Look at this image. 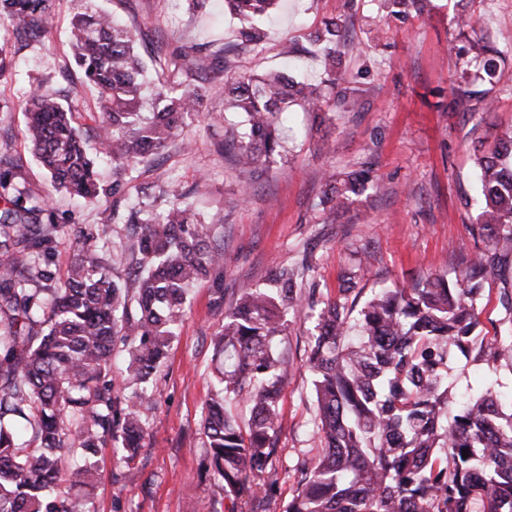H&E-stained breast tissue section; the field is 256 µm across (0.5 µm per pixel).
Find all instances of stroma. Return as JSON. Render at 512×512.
<instances>
[{"mask_svg":"<svg viewBox=\"0 0 512 512\" xmlns=\"http://www.w3.org/2000/svg\"><path fill=\"white\" fill-rule=\"evenodd\" d=\"M76 0H56L50 31L24 38L15 23L0 20V37L16 52L17 66L0 78V100L15 109L0 111V152L21 156L20 182L33 198L47 200L68 225L94 233L99 255L111 263L114 279L128 281L132 271L116 254L132 244L123 222L131 208L164 212L162 189L192 187L205 180L209 192L194 197L193 210L210 226V240L223 256L220 278L191 289L178 336L162 364L154 398L141 406L147 434L127 463L116 462L111 448L99 455L93 490L97 512H251L262 485L238 498L202 478L205 454L203 418L213 387L211 338L224 320L212 306L214 289L225 302L272 287L284 267L299 273L296 292L304 308L289 315L281 352L288 380L280 400L276 494L269 512H282L297 491L303 459L321 443L314 431L313 377L307 355L314 334L312 309L338 298L363 305L378 289L410 285L431 274L454 276L464 256L457 245L479 247L473 227L479 211L471 143L495 141L512 132V53L498 63L493 82L477 81L498 99L497 112L480 117L450 110L451 90L462 64L465 38L453 28L456 12L468 9L480 27L512 30V0H424L407 16L378 13L377 0H279L263 22L262 48H246L242 27L224 5L207 0L188 11L184 0H94L137 32V49L152 79L162 78L164 56L184 47L208 56L207 93L200 113L185 119L181 135L146 162L115 171L99 163L107 194L77 202L52 188L50 177L32 156L24 138L25 117L17 104L41 87L76 98L75 120L89 147H96L95 118L100 94L83 84L69 45ZM329 18L342 20L336 48L342 74L335 93L357 101L355 111L337 109L316 118L291 107L281 156L263 173L240 168L225 141L239 117L226 106L230 80L292 70L296 80L324 77L328 60L308 40ZM298 48L296 68L279 53L284 41ZM352 171L369 176L367 191L352 197L349 208L327 219L323 193L328 184ZM118 193H111L113 181ZM504 283L483 287L479 336L512 330V315L500 304ZM448 389L492 387L512 397V368L487 365L453 354L446 367Z\"/></svg>","mask_w":512,"mask_h":512,"instance_id":"stroma-1","label":"stroma"}]
</instances>
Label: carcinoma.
Masks as SVG:
<instances>
[{
	"label": "carcinoma",
	"mask_w": 512,
	"mask_h": 512,
	"mask_svg": "<svg viewBox=\"0 0 512 512\" xmlns=\"http://www.w3.org/2000/svg\"><path fill=\"white\" fill-rule=\"evenodd\" d=\"M423 0H379L389 15L419 10ZM55 0H0V15L32 35L45 33ZM249 23L244 42L265 34L257 20L277 0H225ZM342 25L332 18L309 40L336 52ZM74 63L103 100L99 129L104 153L118 167L142 163L164 150L184 116L199 111L206 64L186 49L164 59L167 78L153 85L135 53L132 30L110 16L79 13L71 29ZM512 50V33L484 31L468 53L496 74L494 45ZM461 70L454 107L474 99L490 112L495 100L465 89ZM153 86L151 95L146 88ZM336 72L305 83L284 74L241 76L229 89L244 132L233 144L238 162L252 167L281 152L289 104L328 112ZM26 138L55 187L94 199L100 194L94 161L73 125L68 100L37 89L22 102ZM485 248L453 279L429 275L408 288H384L360 310L339 301L317 314L308 366L313 375L316 427L323 446L303 461L296 494L283 512H512V402L485 388L463 400L448 391L441 366L458 351L495 366L512 362V333L477 341V296L483 282L512 268V136L474 143ZM20 162L0 156V512H92L91 488L99 448L113 441V458H133L144 438L138 406L153 399L154 379L177 336L190 287L222 267L206 225L167 191L161 215L132 210L126 223L140 234L130 256L135 287L112 278L97 256L94 235L74 238L64 277L54 255L63 226L31 202L18 183ZM353 172L326 189L329 210L367 189ZM297 272L282 269L273 291L243 294L213 336L214 391L206 403L204 469L224 495L238 498L264 480L257 509L266 512L276 480H265L276 452L288 365L277 343L299 311ZM125 363L133 395L114 393L112 360ZM249 411L242 431L237 406ZM468 451V457L462 451Z\"/></svg>",
	"instance_id": "obj_1"
}]
</instances>
